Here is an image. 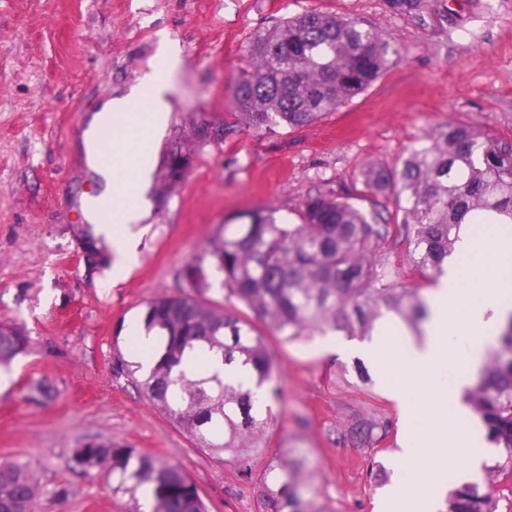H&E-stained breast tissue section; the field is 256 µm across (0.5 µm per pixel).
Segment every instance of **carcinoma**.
Masks as SVG:
<instances>
[{
  "instance_id": "cac0c4a2",
  "label": "carcinoma",
  "mask_w": 512,
  "mask_h": 512,
  "mask_svg": "<svg viewBox=\"0 0 512 512\" xmlns=\"http://www.w3.org/2000/svg\"><path fill=\"white\" fill-rule=\"evenodd\" d=\"M399 49L381 31L353 18L315 9L254 36L233 80V122L255 130L297 129L335 111L369 89L396 63ZM370 201L371 212L354 201ZM512 227V138L481 125L448 122L432 130L393 168L368 167L360 186L344 198L310 195L298 222L256 208L224 224L210 249L180 270L196 295L163 294L141 313L146 334L158 341L159 359L141 374L143 351L130 339L129 357L116 351L128 376L155 409L198 447L228 454L252 478L254 449L270 424L244 383L214 375L188 378L177 371L186 352L214 351L224 364L251 367L255 386L279 395L274 360L253 324L200 298L209 288L206 258L224 273L228 297L244 305L270 333L286 341L335 332L361 340L373 336L388 314L416 336L430 316L423 291L436 285L461 239L464 225L482 239L483 225ZM30 342L24 324L0 322V364L23 353ZM464 401L485 428L487 441L512 460V314L488 352ZM391 421L359 414L336 431V442L381 448ZM70 470L112 481L115 495L137 502L152 484L153 512H208L196 482L179 466L138 448L91 440L73 449ZM512 470L500 462L484 468L483 484H454L442 512H499L512 494ZM309 482L302 462L282 459L260 475L273 512H323L306 502ZM43 495L30 468L0 459V512H37Z\"/></svg>"
}]
</instances>
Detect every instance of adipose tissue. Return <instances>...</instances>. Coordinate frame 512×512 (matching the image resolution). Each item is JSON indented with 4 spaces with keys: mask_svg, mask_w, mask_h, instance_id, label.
Here are the masks:
<instances>
[{
    "mask_svg": "<svg viewBox=\"0 0 512 512\" xmlns=\"http://www.w3.org/2000/svg\"><path fill=\"white\" fill-rule=\"evenodd\" d=\"M163 70L123 96L108 98L92 115L83 131L81 147L86 162L96 174L97 202L84 206L82 215L91 224L96 237L114 250V275H122L136 264L141 224L149 215L147 197L151 180L150 154H137L139 142L156 143L165 129L171 110V76L181 65L177 48H168ZM149 101L151 110L143 125L133 124L137 108ZM512 248V238L487 234L478 241L463 238L461 255L468 261L464 268L451 269L448 278L435 293L432 318L425 340L403 348L402 355L421 371H429L447 354L449 333L482 332L489 322H502L512 313V302L501 296L503 287L512 285V271L501 272L496 281H488L484 269L501 251ZM453 428L461 441L455 448H436L437 458L455 456L458 475L470 481L491 454L477 438L475 422L464 409H457Z\"/></svg>",
    "mask_w": 512,
    "mask_h": 512,
    "instance_id": "1",
    "label": "adipose tissue"
}]
</instances>
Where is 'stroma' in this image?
<instances>
[{
  "instance_id": "1",
  "label": "stroma",
  "mask_w": 512,
  "mask_h": 512,
  "mask_svg": "<svg viewBox=\"0 0 512 512\" xmlns=\"http://www.w3.org/2000/svg\"><path fill=\"white\" fill-rule=\"evenodd\" d=\"M313 8L388 34L400 60L320 122L204 138L203 127L229 119L250 38ZM166 40L182 63L153 154L152 209L137 266L116 279L78 236L81 201L96 187L78 141L91 112L159 66ZM448 121L512 136V0H423L410 13L388 0H0V322H24L31 338L0 367V458L33 468L44 488L39 512H131L104 479L69 469L73 448L89 439L181 465L210 512H260L261 484L231 457L195 447L121 370L115 349L127 344L126 324L148 300L185 292L180 269L226 217L271 207L294 219L310 194L348 195L366 162L393 165ZM177 144L189 164L173 181ZM267 344L280 394L258 466L303 459L312 483L302 496L327 512H383L396 487L431 493V478L399 453L408 433L438 428L418 403L456 389L465 358L484 354L482 337L449 335L447 357L426 374L400 355L389 370L369 366L368 391L336 377L357 359L355 340ZM36 382L47 395L30 393ZM371 405L392 421L385 448L337 443V429ZM61 485L68 497L52 498Z\"/></svg>"
}]
</instances>
